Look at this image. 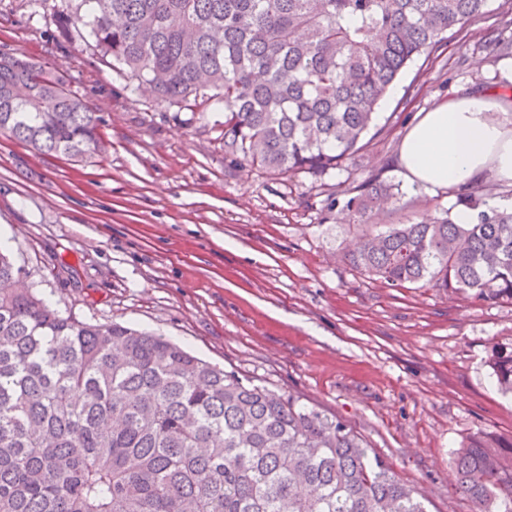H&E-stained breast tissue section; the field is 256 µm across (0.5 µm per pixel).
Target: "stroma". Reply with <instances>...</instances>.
Listing matches in <instances>:
<instances>
[{
	"instance_id": "35a3bbf8",
	"label": "stroma",
	"mask_w": 512,
	"mask_h": 512,
	"mask_svg": "<svg viewBox=\"0 0 512 512\" xmlns=\"http://www.w3.org/2000/svg\"><path fill=\"white\" fill-rule=\"evenodd\" d=\"M55 0H0V52L66 78L104 119L98 156L37 154L0 134V235L26 281L78 320L163 334L244 380L293 395L350 424L430 512H473L453 458L471 436L512 437V398L486 365L512 348V303L436 288H391L338 261L354 238L347 179L399 184L416 208L392 204L370 231L434 217L454 190L406 184L399 150L411 119L459 88L512 97V49L498 42L512 0L438 55L420 56L379 108L383 130L346 170L275 176L224 162V115L160 102L52 22ZM75 266L76 279L59 275Z\"/></svg>"
}]
</instances>
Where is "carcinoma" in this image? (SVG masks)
Listing matches in <instances>:
<instances>
[{"mask_svg":"<svg viewBox=\"0 0 512 512\" xmlns=\"http://www.w3.org/2000/svg\"><path fill=\"white\" fill-rule=\"evenodd\" d=\"M60 34L178 111L224 113V159L315 181L363 149L407 65L436 54L487 0H61ZM102 116L66 80L0 54V133L83 158ZM373 175L347 189L355 224L398 200ZM452 210L362 233L341 260L392 288L512 301V207L479 188ZM0 248V512H428L427 499L342 420L241 379L162 337L64 315ZM512 394V349L495 348ZM512 439L474 436L456 489L512 512Z\"/></svg>","mask_w":512,"mask_h":512,"instance_id":"1","label":"carcinoma"}]
</instances>
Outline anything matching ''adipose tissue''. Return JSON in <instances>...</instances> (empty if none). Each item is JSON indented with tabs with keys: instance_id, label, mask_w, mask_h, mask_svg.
I'll use <instances>...</instances> for the list:
<instances>
[{
	"instance_id": "adipose-tissue-1",
	"label": "adipose tissue",
	"mask_w": 512,
	"mask_h": 512,
	"mask_svg": "<svg viewBox=\"0 0 512 512\" xmlns=\"http://www.w3.org/2000/svg\"><path fill=\"white\" fill-rule=\"evenodd\" d=\"M511 108L494 92L465 89L417 113L399 153L406 180L428 190L472 184L487 173L512 182V128L492 118Z\"/></svg>"
}]
</instances>
